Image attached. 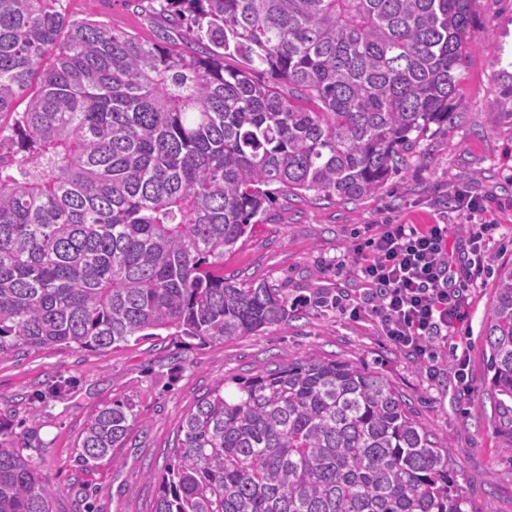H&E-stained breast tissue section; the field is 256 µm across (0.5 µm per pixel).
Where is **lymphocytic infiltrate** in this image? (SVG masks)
I'll use <instances>...</instances> for the list:
<instances>
[{
    "mask_svg": "<svg viewBox=\"0 0 512 512\" xmlns=\"http://www.w3.org/2000/svg\"><path fill=\"white\" fill-rule=\"evenodd\" d=\"M355 253L364 292L352 318L370 314L396 347L418 357L455 334L469 302L455 286L447 225L379 224Z\"/></svg>",
    "mask_w": 512,
    "mask_h": 512,
    "instance_id": "lymphocytic-infiltrate-1",
    "label": "lymphocytic infiltrate"
}]
</instances>
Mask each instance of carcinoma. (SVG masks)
<instances>
[{
  "instance_id": "cac0c4a2",
  "label": "carcinoma",
  "mask_w": 512,
  "mask_h": 512,
  "mask_svg": "<svg viewBox=\"0 0 512 512\" xmlns=\"http://www.w3.org/2000/svg\"><path fill=\"white\" fill-rule=\"evenodd\" d=\"M474 0H149L153 41L63 0H0V357L102 350L170 331L201 342L288 320L224 253L273 195L377 193L450 109ZM483 336L512 400V268ZM122 403L88 419L84 469L124 446ZM152 512H491L399 393L307 359L217 387L183 416ZM55 489L0 444V512H53Z\"/></svg>"
}]
</instances>
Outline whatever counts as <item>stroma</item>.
<instances>
[{"label":"stroma","mask_w":512,"mask_h":512,"mask_svg":"<svg viewBox=\"0 0 512 512\" xmlns=\"http://www.w3.org/2000/svg\"><path fill=\"white\" fill-rule=\"evenodd\" d=\"M75 20H96L151 40L164 26L138 0H65ZM477 39L461 72L453 126H432L408 165L378 193L322 201L279 197L261 224L224 256V276L264 283L288 301V321L249 336L199 344L185 336L118 348L17 350L0 358V439L23 449L57 489L54 512H151L153 473L168 464L182 415L215 387L300 359H336L376 371L435 440L447 442L459 485L492 512H512V430L489 392L483 322L497 270L512 263V117L493 103L512 89V0H476ZM459 189L482 197L478 215L449 212ZM447 222L457 285L469 298L459 335L469 392L454 378L452 349L435 342L419 360L371 318L353 319L359 284L348 273L353 235L371 224ZM494 230L483 267L469 265L464 228ZM136 417L124 447L96 467L76 464L88 418L114 401Z\"/></svg>","instance_id":"1"}]
</instances>
